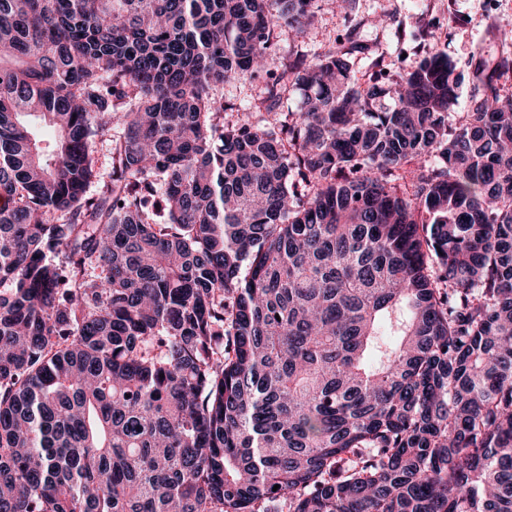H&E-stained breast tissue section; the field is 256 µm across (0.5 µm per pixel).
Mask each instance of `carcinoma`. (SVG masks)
Wrapping results in <instances>:
<instances>
[{"instance_id": "obj_1", "label": "carcinoma", "mask_w": 512, "mask_h": 512, "mask_svg": "<svg viewBox=\"0 0 512 512\" xmlns=\"http://www.w3.org/2000/svg\"><path fill=\"white\" fill-rule=\"evenodd\" d=\"M311 2L0 0V512H512V58L271 69ZM266 81L267 76L264 74L251 80L231 77L216 85L214 92L224 97L227 106L225 121L230 124L240 122L248 112L252 113L250 120L254 122L266 116L265 112H252L255 111L253 106L266 95ZM116 135L115 132H112L99 141L95 147L97 178L89 190L90 195H97L103 186L112 180V139H115Z\"/></svg>"}]
</instances>
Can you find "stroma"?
<instances>
[{"label":"stroma","mask_w":512,"mask_h":512,"mask_svg":"<svg viewBox=\"0 0 512 512\" xmlns=\"http://www.w3.org/2000/svg\"><path fill=\"white\" fill-rule=\"evenodd\" d=\"M313 11L314 24L306 32L281 29L278 56L291 59L326 52L353 16L382 13L392 15V26L367 27L362 34L380 54L381 68L391 75L441 53L467 78L474 52L488 59L512 53V0H315ZM266 81L263 75L251 80L231 77L216 85L215 93L227 106L225 121H259L261 115L253 107L264 97Z\"/></svg>","instance_id":"obj_1"}]
</instances>
